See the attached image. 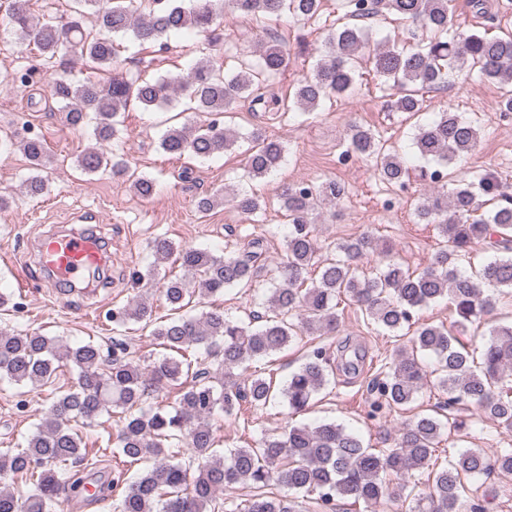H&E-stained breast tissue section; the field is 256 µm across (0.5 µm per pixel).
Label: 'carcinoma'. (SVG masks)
Instances as JSON below:
<instances>
[{
    "label": "carcinoma",
    "mask_w": 512,
    "mask_h": 512,
    "mask_svg": "<svg viewBox=\"0 0 512 512\" xmlns=\"http://www.w3.org/2000/svg\"><path fill=\"white\" fill-rule=\"evenodd\" d=\"M189 2L185 7L179 0H68V16L40 21L25 8V0H0V25L20 43L34 45L41 56L59 60L64 74L49 82V94L60 104L65 123L93 128L96 145L77 158L84 172L128 175L127 163L104 150L103 144L118 137L121 116L133 99L147 108L167 110L183 97L184 111L201 117L168 127L161 147L169 154L205 159L233 149L244 138L250 143L247 177L264 178L281 163L286 147L261 127L242 137L224 123V114L242 102H249L255 113L280 105L275 94L261 92L262 85L288 69V53L275 36L260 45L258 63L244 61L229 75L204 53L185 76L127 78L112 74L117 50L110 34L130 31L139 45L162 51L168 49L170 34L190 32L204 36L211 46L228 14L239 12L255 20L288 15L309 21L317 18L321 0ZM448 2L344 0L350 22L326 34L321 58L294 88L293 105L309 113L326 99L351 93L358 61L366 56L382 83L402 92L390 104L395 112H421L417 93L444 88L448 72L466 67L478 68L484 78L505 88L499 110L512 112V34L451 33ZM89 11L96 24L86 29L82 19ZM386 13L421 30L414 46L369 45L365 26L354 19ZM72 55L110 77L73 80L66 74ZM483 132L480 124L451 111L416 128L417 153L435 165L420 169L419 177L430 181L432 190L419 199L415 215L434 225L443 239L442 248L421 270L386 258L376 271L364 272L363 260L378 252L377 240L370 234L344 240L334 246L333 254L323 256L311 215L319 205L342 197L341 191L332 190L335 181L326 179L282 188L279 198L290 224L285 258L272 269L264 312L252 314L247 322L228 317L214 299L235 288L253 287L262 269L264 239L251 238L223 255L177 246L165 237L150 242L156 259L173 257L184 271L164 278L161 289L171 310L180 315L159 321L153 305L143 299L112 310L115 325L134 322L152 327L151 336L165 353L153 359L147 370L117 340L112 341L108 357L93 342L72 347L37 332L22 334L0 326V379L35 389L52 382L61 367L76 375L68 389L54 394L24 443L0 448V512H56L59 504L69 501L92 476L84 466L87 451L73 424L88 425L116 413L121 427L112 456L148 466L132 481L120 475L112 478L114 512H217L226 507V502L218 501V493L237 484L250 486L253 494L231 503L229 512H294L292 500L272 492L274 486L312 496L321 512H335L338 500L368 504L394 497L405 489L403 480L416 472L426 475L425 488L408 498L405 512H462L465 480L512 475V448L492 454L470 448L447 466H436L434 448L444 436L470 427V419L460 415L442 420L417 414L399 429L391 447L380 449L366 445L341 424L321 422L290 424L278 434L262 433L250 444L221 451L211 424L217 412L236 417L245 404L264 407L278 397L288 402L293 414L307 410L333 372L325 347L309 350L282 388L271 376L254 374L247 380L243 373L302 335L335 332L340 323L337 306L344 299L359 306L369 324L382 330L394 334L413 329L411 350L396 349L372 379L369 417L403 409L432 379L445 395L440 409L460 411L474 404L482 419L500 433L512 435V322L490 330L477 363L447 327L416 320L419 308L446 297L453 305L458 331L478 329L496 305V297L485 289L512 290V197L489 177L476 183L460 180L450 189L445 181L448 165L471 153ZM349 142V153L372 159L384 183L403 188L410 180L405 161L385 150L378 132L355 122ZM9 143L19 145L32 170L24 192L43 194L48 188L43 172L51 163L45 142L23 137ZM225 201L247 217L265 205L260 196L226 185L222 196L198 198L196 211L205 216ZM479 242L499 257L467 274L460 266ZM313 267L318 273L310 279L307 274ZM426 356L434 358L430 371L424 365ZM340 361L348 373L363 369L362 358L352 355L349 347ZM165 387L178 390L174 404L148 405ZM183 448L190 450L193 463L178 460ZM19 477L33 479V492L24 499L10 489Z\"/></svg>",
    "instance_id": "obj_1"
}]
</instances>
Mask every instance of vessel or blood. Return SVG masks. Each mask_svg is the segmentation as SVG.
I'll return each mask as SVG.
<instances>
[{"label": "vessel or blood", "mask_w": 512, "mask_h": 512, "mask_svg": "<svg viewBox=\"0 0 512 512\" xmlns=\"http://www.w3.org/2000/svg\"><path fill=\"white\" fill-rule=\"evenodd\" d=\"M38 255L50 276L63 282H74L77 274L89 266L110 260L97 235L87 232L53 231L37 246Z\"/></svg>", "instance_id": "b4317fda"}]
</instances>
